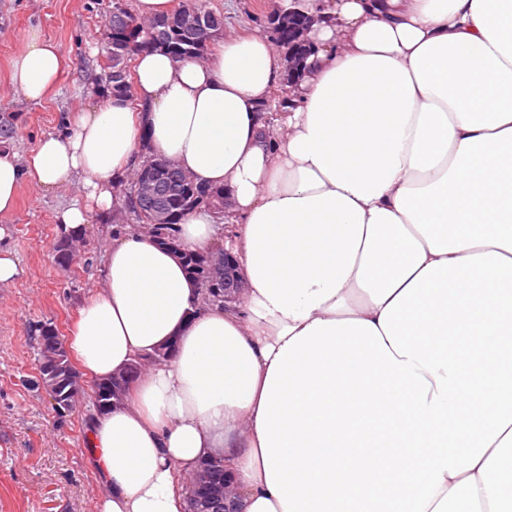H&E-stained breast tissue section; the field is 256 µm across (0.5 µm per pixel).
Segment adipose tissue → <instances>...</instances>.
Wrapping results in <instances>:
<instances>
[{
  "mask_svg": "<svg viewBox=\"0 0 512 512\" xmlns=\"http://www.w3.org/2000/svg\"><path fill=\"white\" fill-rule=\"evenodd\" d=\"M297 107L262 106L284 58L227 36L209 59L137 56L109 97L26 164L0 138V215L25 181L81 176L110 212L141 134L229 193L248 284L206 305L170 251L133 231L67 340L106 381L174 344L123 405L92 415L97 512H184V483L223 456L242 512H512V373L462 348L512 339V0H334ZM64 59L28 31L9 79L42 100ZM218 216L185 214L207 249ZM492 394L474 422L467 391Z\"/></svg>",
  "mask_w": 512,
  "mask_h": 512,
  "instance_id": "adipose-tissue-1",
  "label": "adipose tissue"
}]
</instances>
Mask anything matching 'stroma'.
Listing matches in <instances>:
<instances>
[{"mask_svg":"<svg viewBox=\"0 0 512 512\" xmlns=\"http://www.w3.org/2000/svg\"><path fill=\"white\" fill-rule=\"evenodd\" d=\"M224 17L228 34H266L265 20L280 0H204ZM113 0H0V135L20 160L40 141L62 133L66 120L104 103L100 92L109 56L107 28ZM40 29L65 60L59 83L44 100L21 97L9 81L11 59L30 29ZM80 178L38 190L23 184L7 242L21 269L0 285V512H97V477L86 443V423L95 408L91 381L70 412L58 414L40 380V329L68 336L78 312L102 282L104 258L113 240L137 218L126 195L108 216L90 212L84 243L69 267H60L53 247L62 235L57 216L84 203Z\"/></svg>","mask_w":512,"mask_h":512,"instance_id":"stroma-1","label":"stroma"}]
</instances>
